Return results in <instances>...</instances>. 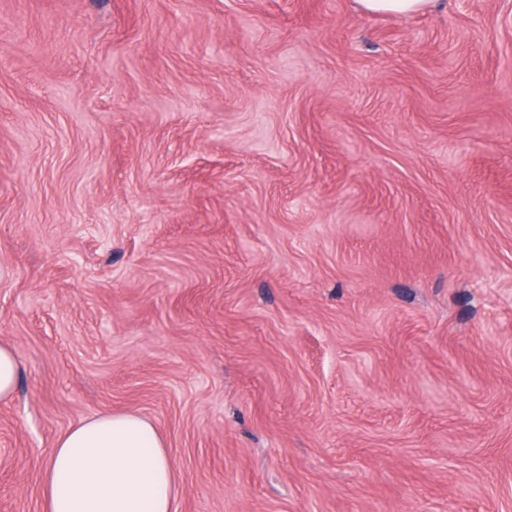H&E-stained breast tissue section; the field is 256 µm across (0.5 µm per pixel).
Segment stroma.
<instances>
[{"mask_svg":"<svg viewBox=\"0 0 512 512\" xmlns=\"http://www.w3.org/2000/svg\"><path fill=\"white\" fill-rule=\"evenodd\" d=\"M0 512L71 426L174 512H512V0H0ZM439 0H357L364 12L409 16L424 13L437 6ZM20 364L13 349L0 344V401L12 398L18 378Z\"/></svg>","mask_w":512,"mask_h":512,"instance_id":"35a3bbf8","label":"stroma"}]
</instances>
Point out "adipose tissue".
I'll use <instances>...</instances> for the list:
<instances>
[{
  "instance_id": "ef3b65f1",
  "label": "adipose tissue",
  "mask_w": 512,
  "mask_h": 512,
  "mask_svg": "<svg viewBox=\"0 0 512 512\" xmlns=\"http://www.w3.org/2000/svg\"><path fill=\"white\" fill-rule=\"evenodd\" d=\"M177 473L144 417L103 413L69 428L43 471L44 512H173Z\"/></svg>"
}]
</instances>
